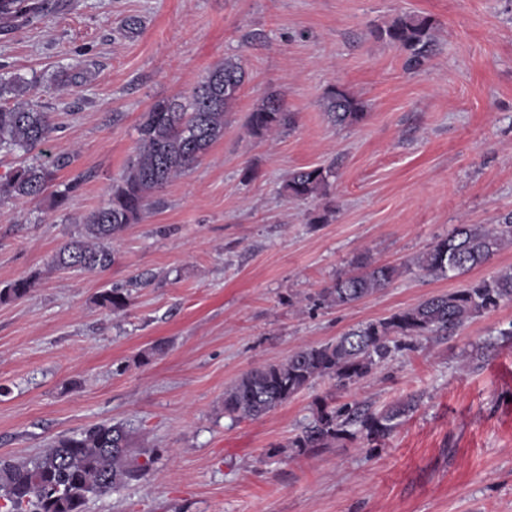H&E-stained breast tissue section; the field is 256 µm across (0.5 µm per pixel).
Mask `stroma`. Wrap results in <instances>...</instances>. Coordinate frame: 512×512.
Listing matches in <instances>:
<instances>
[{
	"label": "stroma",
	"mask_w": 512,
	"mask_h": 512,
	"mask_svg": "<svg viewBox=\"0 0 512 512\" xmlns=\"http://www.w3.org/2000/svg\"><path fill=\"white\" fill-rule=\"evenodd\" d=\"M49 2L44 23L0 32V74L47 80L76 64L86 77L38 95L57 126L38 159L67 158L54 183L70 191L66 208L47 194L0 203V287L35 279L0 302V457L121 422L154 463L85 512H512V340L496 338L512 301L351 391L319 380L255 420L223 411L225 387L256 366L512 267V247L459 278L414 264L454 225L512 212V0ZM405 14L435 21L417 71L375 35ZM129 17L142 24L133 36ZM233 54L248 78L223 139L127 226L109 269L50 268L134 156L141 113ZM332 85L364 103L362 123L329 121ZM272 90L296 126L251 137L247 116ZM319 165L334 168L326 196L289 200L288 173ZM325 206L327 223H312ZM359 260L401 274L353 304L313 305ZM115 286L131 296L111 313L96 298ZM160 340L165 351L143 359ZM326 397L417 407L388 437L293 454L288 441Z\"/></svg>",
	"instance_id": "obj_1"
}]
</instances>
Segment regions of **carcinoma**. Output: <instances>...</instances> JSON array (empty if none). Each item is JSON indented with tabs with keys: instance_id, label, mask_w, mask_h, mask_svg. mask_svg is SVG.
Wrapping results in <instances>:
<instances>
[{
	"instance_id": "1",
	"label": "carcinoma",
	"mask_w": 512,
	"mask_h": 512,
	"mask_svg": "<svg viewBox=\"0 0 512 512\" xmlns=\"http://www.w3.org/2000/svg\"><path fill=\"white\" fill-rule=\"evenodd\" d=\"M49 13L48 0H0V30L13 31L41 23ZM434 22L427 16L396 18L376 35L404 50L406 67L420 69L435 46ZM82 73L64 69L45 89L66 93L78 85ZM246 80L237 55L208 70L188 96L160 98L141 113L136 127V154L119 178L113 180L108 200L81 219L78 237L65 242L54 254L51 267L101 272L112 266L114 255L104 242L116 238L127 225L136 224L154 204L155 194L186 174L217 141L224 137L226 117L232 111ZM40 80L0 74V154L28 153L44 144L56 130L53 115L34 100ZM326 112L339 125L353 126L366 118L362 104L345 90L329 88ZM295 123L284 95L270 92L248 115L250 135L262 138L280 133ZM67 161L32 163L0 176V202L35 200L55 180ZM330 167L291 171L284 184L289 198L305 201L326 195ZM512 244V213L496 224H458L415 259L429 275L450 278L464 275L489 261ZM399 275L389 264L358 263L354 270L336 276L321 292V300L343 306L376 294ZM31 278L17 279L0 289V302L30 293ZM130 290L113 287L102 291L100 307L117 311L127 307ZM512 301V268L488 279L471 282L448 293L431 296L391 315L371 320L323 344H304L286 360L253 368L224 390V415L239 422L256 419L287 403L320 379L347 390L374 377L396 352L419 340L448 336L466 323ZM416 408L413 400L373 411L361 402L332 406L322 399L312 419L301 427L288 447L313 453L351 434L356 428L369 440L392 433ZM131 431L122 423H97L53 442L41 454L24 459H0V512H84L90 496L119 490L142 480L154 461L133 449Z\"/></svg>"
}]
</instances>
